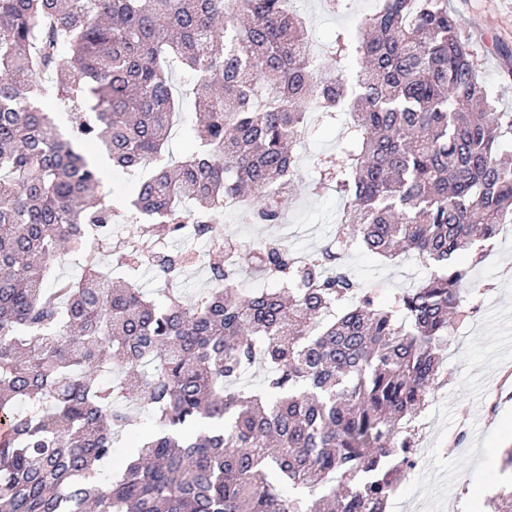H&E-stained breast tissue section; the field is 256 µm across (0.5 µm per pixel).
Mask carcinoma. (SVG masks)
I'll use <instances>...</instances> for the list:
<instances>
[{
  "label": "carcinoma",
  "instance_id": "carcinoma-1",
  "mask_svg": "<svg viewBox=\"0 0 512 512\" xmlns=\"http://www.w3.org/2000/svg\"><path fill=\"white\" fill-rule=\"evenodd\" d=\"M306 45L288 0H0V512H387L441 385L470 281L459 258L512 223V113L483 89L448 0H381L356 41L326 45L329 75ZM352 54L353 80L339 65ZM49 89L72 105L66 135L38 104ZM188 94L200 146L171 168ZM310 104L351 118L349 146L321 161L348 203L336 246L298 260L259 240L184 302L169 284L194 256L157 242L187 224L217 239L229 200L281 223ZM94 146L153 167L122 202L132 245L112 241ZM86 237L100 246L80 277H51ZM357 247L435 270L387 306L344 269ZM251 266L277 287L239 295ZM146 267L161 303L132 284ZM257 363L255 393L238 382ZM139 404L154 431L104 488L95 474ZM486 506L512 512V489Z\"/></svg>",
  "mask_w": 512,
  "mask_h": 512
}]
</instances>
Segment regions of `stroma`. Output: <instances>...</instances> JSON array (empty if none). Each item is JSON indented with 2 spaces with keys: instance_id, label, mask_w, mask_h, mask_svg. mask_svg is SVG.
I'll list each match as a JSON object with an SVG mask.
<instances>
[{
  "instance_id": "1",
  "label": "stroma",
  "mask_w": 512,
  "mask_h": 512,
  "mask_svg": "<svg viewBox=\"0 0 512 512\" xmlns=\"http://www.w3.org/2000/svg\"><path fill=\"white\" fill-rule=\"evenodd\" d=\"M378 0H351L342 12H330L323 0H295L308 38L325 43L337 33L356 37L361 19L372 13ZM470 37L482 83L499 98L498 109L512 112V0H448ZM341 123L310 121L294 152L299 157L295 190L281 201L286 217L295 219L299 234L290 247L312 253L334 241L343 215L344 199L335 190L315 191L321 159L336 156L345 142ZM196 248L202 262L183 276L187 298L208 286L207 259L219 251L212 241L189 245L173 237L166 250ZM490 248L491 255L470 265V288L463 298L471 315L454 320L452 342L443 353L448 381L430 399L420 418V434L427 450L423 464L408 473L396 489L389 512H483L487 497L500 483L512 481V468H503L502 450L512 447V227ZM364 288L389 300L429 278L432 268L414 254L388 260L365 249L345 258Z\"/></svg>"
}]
</instances>
